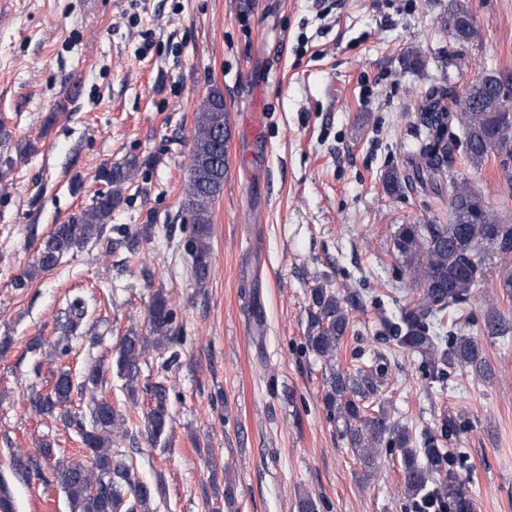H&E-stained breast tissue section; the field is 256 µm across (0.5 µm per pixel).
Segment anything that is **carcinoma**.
<instances>
[{
	"mask_svg": "<svg viewBox=\"0 0 512 512\" xmlns=\"http://www.w3.org/2000/svg\"><path fill=\"white\" fill-rule=\"evenodd\" d=\"M444 28L450 40L463 46L473 32V17L461 0L448 8ZM508 94L501 79L486 75L465 85L460 92L451 91L430 97L425 109L431 119L422 122L425 139L418 149L419 163L410 175L394 169L385 177L388 188L399 192L423 182L422 175L433 179L451 168L454 145L444 139L440 127L457 124L464 137L465 156L474 169L479 168L490 152L499 149L512 153V117L505 107ZM227 115L224 94L214 88L200 101L193 137L190 177L184 189L183 209L191 220L187 248L193 259L196 282L204 284L211 272L212 206L224 188V132ZM34 150L31 142L15 145L16 155H0V182L12 173L15 158ZM152 158L132 156L120 164L101 167L95 179L106 185L91 204L66 223L55 224L40 242L31 275L53 269L67 253L101 237L105 224L122 201L124 187L132 183L140 169ZM449 218L446 224H402L393 235V247L411 275L414 293L399 311L393 324L397 346L421 357L426 376L444 381L448 369L458 365L478 373L487 370L479 340L462 332L441 336L445 318L450 328L463 325L462 313L474 299L475 286L486 265V249L496 246L503 253L512 252V224H503L485 204L481 194L466 178L448 175ZM154 225L142 224L125 237L132 254L151 238ZM349 295L318 284L309 291L308 332L306 343L314 355L324 360L329 375L325 378L323 406L329 420L335 422L360 462L363 472H370L383 447L399 452V467L405 497L420 507L452 505L453 512H474L475 504L462 487L455 472L448 470L450 436L458 432L455 417L445 413L434 419L433 426L417 434L402 426L381 405L375 404L390 376L387 356L351 372L336 369V350L350 326L347 309ZM84 314L82 302L71 304L70 315L61 325V335L54 351L63 357L70 353L71 335ZM149 329L126 330L112 364L124 380L132 398L139 391L140 360L151 349L170 348L179 343L173 328L174 312L168 297L157 292L148 308ZM103 370L94 365L83 373L80 389H94L101 383ZM74 383L70 372L54 375L49 390L30 397L31 410L53 417L71 401ZM155 404L148 415L154 437L168 428L170 415L165 389L157 387ZM91 427L79 425L81 444L93 465L81 460L70 461L59 472L71 512H150L153 487L139 480L126 463L112 455V438L126 434L125 419L103 397L91 398ZM13 476L29 477L33 460L19 452L11 453Z\"/></svg>",
	"mask_w": 512,
	"mask_h": 512,
	"instance_id": "cac0c4a2",
	"label": "carcinoma"
}]
</instances>
